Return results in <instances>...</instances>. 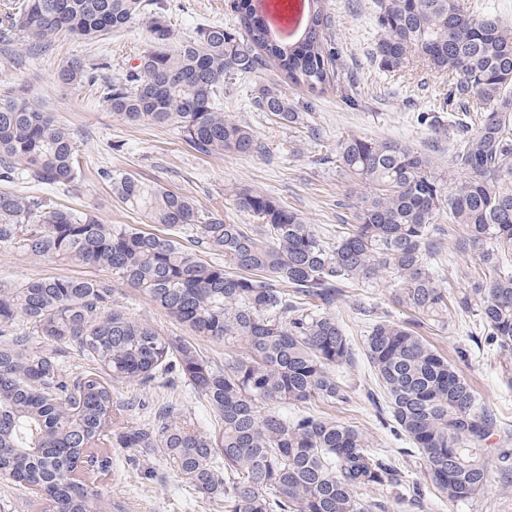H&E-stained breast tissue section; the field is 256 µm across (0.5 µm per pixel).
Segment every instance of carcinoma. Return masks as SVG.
<instances>
[{
    "mask_svg": "<svg viewBox=\"0 0 512 512\" xmlns=\"http://www.w3.org/2000/svg\"><path fill=\"white\" fill-rule=\"evenodd\" d=\"M298 41L273 42L251 0H234L239 30L204 25L179 42L168 24L167 0H13L0 41L24 35L44 51L61 34L92 39L144 21L149 44L139 64L97 82L107 68L87 59L63 64L57 81L93 87L121 119L175 124L196 154L249 155L261 143L224 116V85L272 67L313 96L338 85L341 56L324 0H310ZM380 38L373 57L400 72L418 56L448 78V116L420 112L434 133L452 131L455 163L466 175L447 181L430 155L408 144L349 133L336 163L370 188L354 216L329 242L317 225L256 192L236 206L257 224H227L194 200L124 171L102 177L126 207L151 224L193 235L178 240L96 215L59 207L49 194L0 191V245L36 258L96 265L145 292L199 337L243 343L247 353L220 367L192 344L162 336L150 324L109 306L111 289L70 277H42L0 288V478L47 502L49 512H102L81 468L101 473L112 458L92 448H162L166 461L224 512H386L363 498L397 489L403 471L372 449L359 429L314 416L319 400L351 396L334 370L354 361L336 319V304L354 286L385 283L412 323L385 312L365 336L364 355L386 396L395 433L419 453V480L450 502L478 494L491 476L483 445L500 430L459 369L414 326L448 325L454 310L478 322L512 388V32L492 13L460 0H376ZM255 103L284 124H298L301 106L270 82ZM81 173L77 133L41 109L26 86L0 91V181L26 180L64 190ZM464 228L459 251H473L474 287L448 293L429 263L439 247V220ZM224 257L210 263L198 247ZM33 336L74 342L115 380L152 383L172 375L209 405L220 425L203 435L165 409L157 427L112 434V391L87 371L65 373L55 349L33 350ZM303 410L290 417L274 405Z\"/></svg>",
    "mask_w": 512,
    "mask_h": 512,
    "instance_id": "cac0c4a2",
    "label": "carcinoma"
}]
</instances>
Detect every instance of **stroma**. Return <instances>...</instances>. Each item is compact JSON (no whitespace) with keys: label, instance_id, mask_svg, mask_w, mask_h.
Here are the masks:
<instances>
[{"label":"stroma","instance_id":"obj_1","mask_svg":"<svg viewBox=\"0 0 512 512\" xmlns=\"http://www.w3.org/2000/svg\"><path fill=\"white\" fill-rule=\"evenodd\" d=\"M170 2L169 21L177 38L195 35L202 25L237 26L233 0ZM327 12L342 50L343 68L356 73L365 93L362 106L348 107L337 90L312 99L307 92L292 87L289 96L299 102L313 101L314 109L304 113L301 123L288 127L252 102L256 85L282 81L279 71L267 69L234 81L224 89V113L248 125L263 143V150L250 155L199 156L175 127L128 123L113 114L91 89L71 91L58 85L55 73L70 59L103 60L114 71L135 64L149 39L145 26L139 23L99 41L64 36L43 55L30 54L17 41L0 45V89L14 84L29 86L45 111L78 132L82 176L68 191L56 193L55 199L64 206L91 211L103 223L128 224L161 235L166 232L165 227L149 224L143 214L113 198L100 172L119 169L190 196L200 210L220 215L229 224L253 223V216L237 208L234 201L237 192L252 191L281 201L309 223L332 233L337 225L353 223L355 208L366 193L364 187L344 178L336 166V144L346 134L406 143L430 154L446 176L456 178L461 171L449 137L436 136L413 119L414 113L442 107L447 90L442 78L417 59L396 76L379 68L370 55L380 35L375 0H327ZM48 276H75L108 285L113 304L130 317L151 324L161 335L191 342L215 364L244 351L240 345L227 347L194 335L188 326L105 268L35 259L0 245V285L13 287ZM362 304L389 311L401 321L409 316L406 308L394 302L392 290L382 286L358 289L339 302L336 317L356 351L353 365L337 372L349 388L351 401L346 405L316 401L308 411L361 428L374 448L394 455L407 480L413 482L419 478L416 455L406 453V440L392 432L366 397L375 381L362 352L369 327L366 316L358 311ZM469 326L468 320L453 315L447 327L430 332L429 339L456 363L477 398L501 421L499 435L487 444L489 460L494 463L500 449L512 448V390L501 381L498 357L478 351ZM110 387L113 431L150 425L155 411L164 406L172 407L177 417L199 433L209 435L219 430L205 400L195 396L186 383L170 388L114 380ZM110 454L111 471L90 481L89 486L112 512H217L214 502L170 470L163 449L114 448ZM366 497L385 501L390 512H512V488H503L496 475L478 495L462 502L437 499L428 489L417 502L389 488L368 490Z\"/></svg>","mask_w":512,"mask_h":512}]
</instances>
